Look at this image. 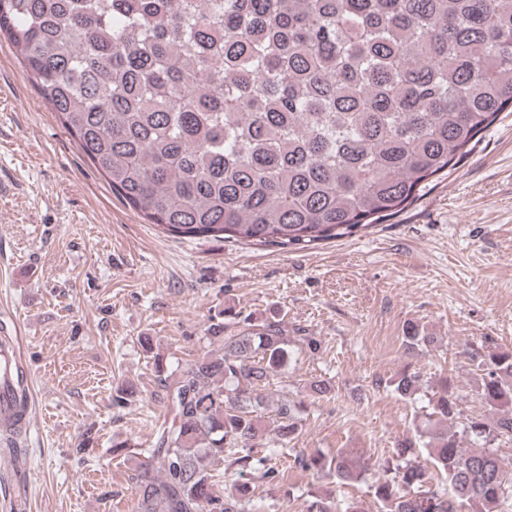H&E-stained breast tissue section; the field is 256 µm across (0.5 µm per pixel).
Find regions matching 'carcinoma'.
I'll list each match as a JSON object with an SVG mask.
<instances>
[{"instance_id":"1","label":"carcinoma","mask_w":512,"mask_h":512,"mask_svg":"<svg viewBox=\"0 0 512 512\" xmlns=\"http://www.w3.org/2000/svg\"><path fill=\"white\" fill-rule=\"evenodd\" d=\"M39 95L131 207L170 235L310 249L403 210L512 107V0H0V36ZM206 353L164 377L172 421L139 463L134 512H250L252 481L283 473L272 447L305 408L264 391L292 347L283 317L231 308ZM405 351L434 343L417 325ZM487 422L441 382L427 424L397 443L380 512H512V350L472 352ZM404 367L389 382L414 402ZM424 449L445 487L413 461ZM343 485L356 448L295 457ZM224 465L223 479L215 467Z\"/></svg>"}]
</instances>
